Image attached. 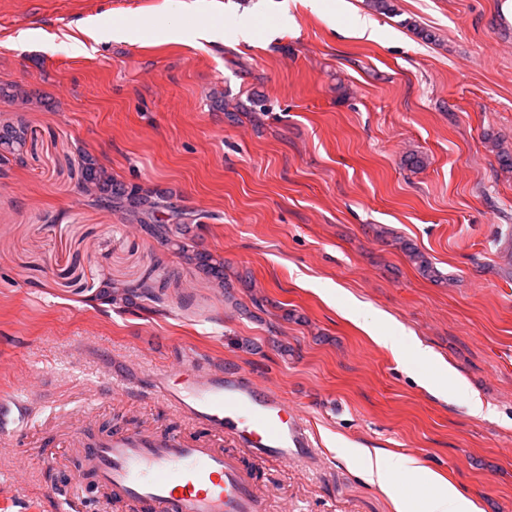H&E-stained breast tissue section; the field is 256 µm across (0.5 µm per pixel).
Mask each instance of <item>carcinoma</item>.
<instances>
[{
  "label": "carcinoma",
  "instance_id": "1",
  "mask_svg": "<svg viewBox=\"0 0 512 512\" xmlns=\"http://www.w3.org/2000/svg\"><path fill=\"white\" fill-rule=\"evenodd\" d=\"M0 100L24 110L32 105L43 104L37 97L18 84H0ZM27 140V129L20 120L0 121V164L22 160ZM77 166L80 171L82 189L94 197L96 206L110 209L121 215L127 224L137 226L139 232L148 238L165 244L181 264L206 280L211 287L224 290L226 300L241 307L234 293V281L226 274L224 256L187 243L191 225L198 223L194 212L173 203L172 193L127 185L116 180L112 173L88 151L79 153ZM419 273L430 279L438 277L431 260L418 248L409 243L401 244ZM158 280L148 277L137 286L106 280L102 282L98 299L106 304L126 307L135 301H159Z\"/></svg>",
  "mask_w": 512,
  "mask_h": 512
}]
</instances>
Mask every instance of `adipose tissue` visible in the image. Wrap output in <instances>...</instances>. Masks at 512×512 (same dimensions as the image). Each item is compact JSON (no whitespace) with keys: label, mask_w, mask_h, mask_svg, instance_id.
<instances>
[{"label":"adipose tissue","mask_w":512,"mask_h":512,"mask_svg":"<svg viewBox=\"0 0 512 512\" xmlns=\"http://www.w3.org/2000/svg\"><path fill=\"white\" fill-rule=\"evenodd\" d=\"M349 460L364 465V476L391 501L395 512H482L478 502L461 493L439 473L404 455H384L368 448H351ZM414 478L428 484L433 493L421 505H414L399 491L401 482Z\"/></svg>","instance_id":"adipose-tissue-1"}]
</instances>
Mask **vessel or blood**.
<instances>
[{
  "label": "vessel or blood",
  "instance_id": "1",
  "mask_svg": "<svg viewBox=\"0 0 512 512\" xmlns=\"http://www.w3.org/2000/svg\"><path fill=\"white\" fill-rule=\"evenodd\" d=\"M169 372V379L151 380L150 392L186 421L223 434L233 449L128 427L75 438L84 473L110 501L137 512H266L243 457L318 464L307 426L280 391L240 369L210 368L191 350ZM25 411L23 403L0 400L1 437L14 436Z\"/></svg>",
  "mask_w": 512,
  "mask_h": 512
}]
</instances>
